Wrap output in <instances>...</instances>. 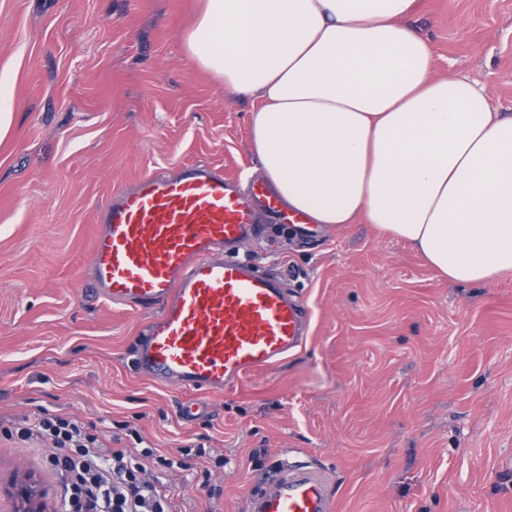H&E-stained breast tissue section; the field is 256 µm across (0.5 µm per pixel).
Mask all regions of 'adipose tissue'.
<instances>
[{"mask_svg":"<svg viewBox=\"0 0 512 512\" xmlns=\"http://www.w3.org/2000/svg\"><path fill=\"white\" fill-rule=\"evenodd\" d=\"M415 0H203L189 56L254 98L249 149L289 210L364 221L455 282L512 271V115L439 76Z\"/></svg>","mask_w":512,"mask_h":512,"instance_id":"adipose-tissue-1","label":"adipose tissue"}]
</instances>
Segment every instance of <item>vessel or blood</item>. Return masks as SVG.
<instances>
[{
  "mask_svg": "<svg viewBox=\"0 0 512 512\" xmlns=\"http://www.w3.org/2000/svg\"><path fill=\"white\" fill-rule=\"evenodd\" d=\"M278 205L264 185L244 190L204 166L114 189L99 211L89 280L95 296L114 306L152 311L134 360L141 374L219 393L303 343V300L239 254L260 230L259 209ZM247 509L333 512V493L302 460L266 473Z\"/></svg>",
  "mask_w": 512,
  "mask_h": 512,
  "instance_id": "obj_1",
  "label": "vessel or blood"
}]
</instances>
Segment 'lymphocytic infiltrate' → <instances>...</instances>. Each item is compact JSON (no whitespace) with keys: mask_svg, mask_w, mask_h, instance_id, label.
<instances>
[{"mask_svg":"<svg viewBox=\"0 0 512 512\" xmlns=\"http://www.w3.org/2000/svg\"><path fill=\"white\" fill-rule=\"evenodd\" d=\"M0 437L45 447L44 467L63 478L62 512H174L158 470L187 468L206 453L188 445L174 457L148 447H107L92 428L60 414L0 424Z\"/></svg>","mask_w":512,"mask_h":512,"instance_id":"f902f5d3","label":"lymphocytic infiltrate"}]
</instances>
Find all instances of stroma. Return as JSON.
Returning a JSON list of instances; mask_svg holds the SVG:
<instances>
[{"label": "stroma", "instance_id": "obj_1", "mask_svg": "<svg viewBox=\"0 0 512 512\" xmlns=\"http://www.w3.org/2000/svg\"><path fill=\"white\" fill-rule=\"evenodd\" d=\"M198 8L0 0L15 112L0 139V422L68 413L107 444L130 445L131 429L169 453L204 444L192 468L158 474L179 512H246L262 469L295 450L323 468L336 512H512V272L444 280L372 225L320 224L306 239L283 209L241 253L307 299L305 344L220 394L136 371L147 314L88 291L98 209L147 173L258 170L251 98L187 54ZM409 22L437 74L475 79L512 113V0H417ZM41 457L0 441V512H15L11 485L28 476L60 512L61 479Z\"/></svg>", "mask_w": 512, "mask_h": 512}]
</instances>
